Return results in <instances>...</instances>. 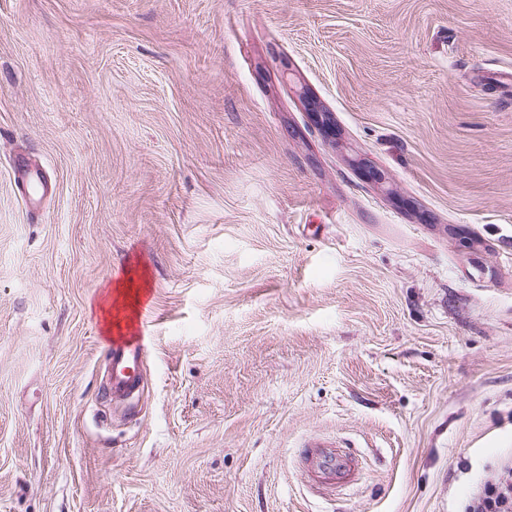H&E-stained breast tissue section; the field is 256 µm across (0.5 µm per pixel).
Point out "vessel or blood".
<instances>
[{
    "mask_svg": "<svg viewBox=\"0 0 512 512\" xmlns=\"http://www.w3.org/2000/svg\"><path fill=\"white\" fill-rule=\"evenodd\" d=\"M145 339L141 336L114 337L108 358L111 376L107 389L112 399L126 400L140 395L144 386L142 363ZM354 456L341 446L312 442L308 449V472L312 479L349 482L356 476Z\"/></svg>",
    "mask_w": 512,
    "mask_h": 512,
    "instance_id": "b4317fda",
    "label": "vessel or blood"
}]
</instances>
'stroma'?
<instances>
[{
  "instance_id": "stroma-1",
  "label": "stroma",
  "mask_w": 512,
  "mask_h": 512,
  "mask_svg": "<svg viewBox=\"0 0 512 512\" xmlns=\"http://www.w3.org/2000/svg\"><path fill=\"white\" fill-rule=\"evenodd\" d=\"M507 77L512 0H0V512H463L512 459ZM144 336H115L108 358L111 376L107 390L112 399L127 400L139 396L144 386L142 363ZM354 456L341 446L312 442L308 449V472L312 479L326 482H350L356 476Z\"/></svg>"
}]
</instances>
